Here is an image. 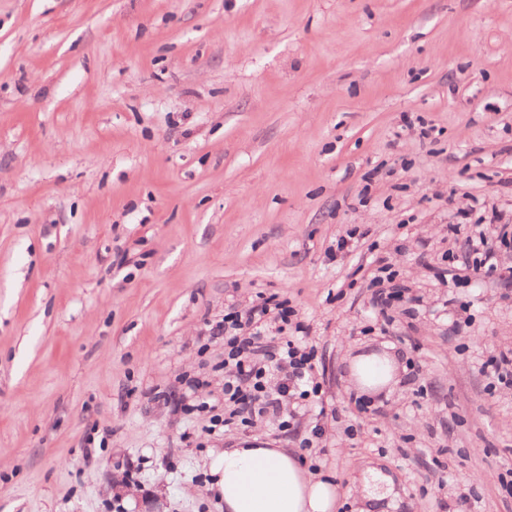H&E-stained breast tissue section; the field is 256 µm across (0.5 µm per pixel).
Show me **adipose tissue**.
Returning a JSON list of instances; mask_svg holds the SVG:
<instances>
[{
    "mask_svg": "<svg viewBox=\"0 0 512 512\" xmlns=\"http://www.w3.org/2000/svg\"><path fill=\"white\" fill-rule=\"evenodd\" d=\"M355 382L379 389L396 370L387 354H361L351 362ZM217 486L224 512H335V482L313 478L297 456L284 448H228L220 455Z\"/></svg>",
    "mask_w": 512,
    "mask_h": 512,
    "instance_id": "ef3b65f1",
    "label": "adipose tissue"
}]
</instances>
